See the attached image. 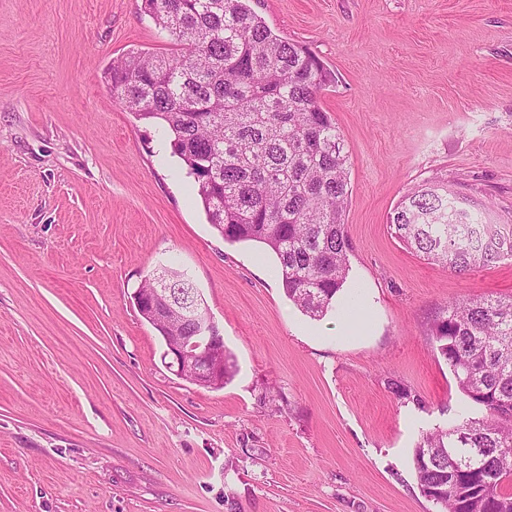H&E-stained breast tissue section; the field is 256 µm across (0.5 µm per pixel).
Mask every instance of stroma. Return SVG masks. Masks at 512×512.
Wrapping results in <instances>:
<instances>
[{
  "label": "stroma",
  "mask_w": 512,
  "mask_h": 512,
  "mask_svg": "<svg viewBox=\"0 0 512 512\" xmlns=\"http://www.w3.org/2000/svg\"><path fill=\"white\" fill-rule=\"evenodd\" d=\"M330 73L350 155V272L311 319L275 255L210 224L166 131L112 95L113 60L170 55L142 0H0V512H438L412 453L482 417L431 334L512 295V259L457 273L389 228L436 177L512 232V0H253ZM198 289L235 364H166L135 292Z\"/></svg>",
  "instance_id": "1"
}]
</instances>
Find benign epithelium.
Returning <instances> with one entry per match:
<instances>
[{
    "label": "benign epithelium",
    "mask_w": 512,
    "mask_h": 512,
    "mask_svg": "<svg viewBox=\"0 0 512 512\" xmlns=\"http://www.w3.org/2000/svg\"><path fill=\"white\" fill-rule=\"evenodd\" d=\"M155 316H163L172 307L171 291L156 288L149 294ZM184 321L193 325V336H166L164 357L181 378L200 386H213L224 377V337L211 317L190 300L177 302Z\"/></svg>",
    "instance_id": "benign-epithelium-1"
}]
</instances>
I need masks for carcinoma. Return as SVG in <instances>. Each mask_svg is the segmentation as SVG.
Returning <instances> with one entry per match:
<instances>
[{
  "mask_svg": "<svg viewBox=\"0 0 512 512\" xmlns=\"http://www.w3.org/2000/svg\"><path fill=\"white\" fill-rule=\"evenodd\" d=\"M249 2L142 0L183 53H128L112 64V93L167 127L210 223L226 241L271 250L288 299L319 318L349 275V155L318 104L323 65L275 35ZM467 202L431 182L404 197L390 229L459 272L511 258L512 235L495 251L459 230L473 223ZM432 336L485 415L422 436L413 449L420 491L441 512H512V295L448 304Z\"/></svg>",
  "mask_w": 512,
  "mask_h": 512,
  "instance_id": "cac0c4a2",
  "label": "carcinoma"
}]
</instances>
